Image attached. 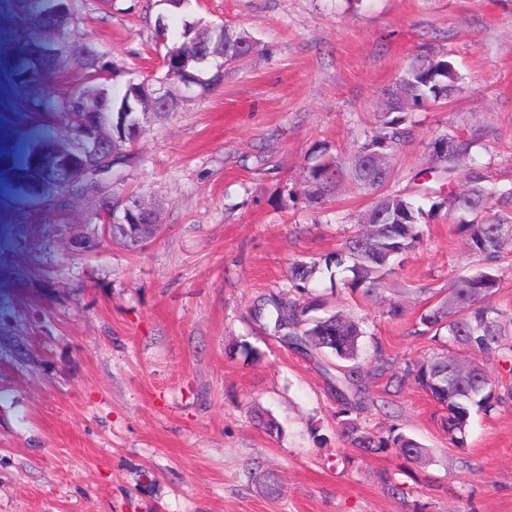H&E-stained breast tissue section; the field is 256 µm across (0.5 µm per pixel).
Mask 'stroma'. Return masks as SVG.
I'll use <instances>...</instances> for the list:
<instances>
[{
	"label": "stroma",
	"mask_w": 512,
	"mask_h": 512,
	"mask_svg": "<svg viewBox=\"0 0 512 512\" xmlns=\"http://www.w3.org/2000/svg\"><path fill=\"white\" fill-rule=\"evenodd\" d=\"M203 17L249 33L254 53L204 96L148 123L126 183L159 212L138 249L102 236L76 203L53 227L55 272L24 263L29 188L61 136L39 88L85 85L80 60L48 63L20 0H0V512H512V405L473 415L466 445L439 406L408 383L387 394L366 375L372 430L398 427L434 451L420 469L396 455L351 457L315 362L253 322L284 291L292 262L335 252L370 198L341 189L322 213L301 196L313 150L342 155L374 124L381 94L417 54L444 53L464 78L448 102L410 112L395 158L405 188L429 167L427 144L481 128L488 180L512 186V0H89L81 31L118 74L114 90L162 77L155 27ZM439 214L390 278L393 289L444 288L479 266ZM99 237L91 253L75 237ZM315 286L327 308L365 319L363 365L395 366L433 348L409 316ZM245 339L261 361L230 357ZM272 416L280 434L257 426ZM274 474L266 495L258 477ZM391 474L407 491L389 496Z\"/></svg>",
	"instance_id": "obj_1"
}]
</instances>
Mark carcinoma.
<instances>
[{"label": "carcinoma", "instance_id": "1", "mask_svg": "<svg viewBox=\"0 0 512 512\" xmlns=\"http://www.w3.org/2000/svg\"><path fill=\"white\" fill-rule=\"evenodd\" d=\"M86 0H69L70 24L60 28L45 18V0H24L30 20L46 42L62 46L56 59L71 57L82 60L87 76L101 65V48L84 37L73 23L79 20ZM205 41L212 53L208 64L218 71L229 59L244 57V51L255 47L253 38L244 31L225 25L186 23L178 39L164 45L166 53H178L186 58L187 76L202 75L201 65L195 61L197 41ZM462 88L458 73L448 72V59L443 54L414 57L395 83L396 93L410 102V107L393 112L375 113V123L365 139L354 150L348 163L337 156L320 155L307 168L303 196L313 206H322L332 192L344 181L371 197L370 205L358 218L352 230L343 236L340 248L323 258L300 260L291 265L288 274V296L271 295L254 305L251 319L270 326L277 337L289 347L311 360L328 375L330 394L337 404V438L356 456L395 453L407 461L427 466L432 452L410 435L391 427L384 432L368 429L360 420V413L371 404L363 384L361 357L367 335L365 321L341 309H325V301L310 288L320 270L346 267L352 277L342 283L351 294L384 304L383 313L392 320H401L404 310L392 297L386 296L387 279L394 273L395 262L413 252L423 241V226L429 223L432 211L445 209L449 216L459 217L454 225L469 254L485 261H495L512 251V188L497 189L486 183L485 173L476 166V150L480 137L456 132L431 139L428 152L431 166L415 173L413 182L418 187L401 191L394 187V160L411 131L406 126L412 109L429 103L444 102L450 98L448 86ZM56 115L70 125L68 147L81 150L78 126L74 116L76 105L70 93L48 86ZM122 96L112 97V111L99 117L112 123L115 137L131 135L132 115L121 111ZM377 150L388 154L389 180L376 182L373 172L362 167L361 156ZM139 160V154L124 153L112 160V165L101 167V174L93 180H102L100 192L85 198L92 213L102 207L122 204L118 186L124 185V170ZM57 159L52 157L42 167V178L52 185L45 196L42 210L25 219V223L44 231L62 221L64 205L57 200L78 196L83 181H66L55 177ZM432 172H440L447 180L443 194L425 186L419 179ZM435 195L438 201L426 211L416 205L414 196ZM27 250L39 265L48 263L51 247L44 235L28 241ZM499 289V279L490 267L475 268L458 274L448 281L445 289L418 288L423 308L414 317L411 333L428 337L437 344V352L416 362H408L399 371L377 351L375 370L388 375L387 387L399 388L411 382L426 392L446 409L441 425L448 434V443L456 448L466 444L467 428L475 412L492 415L512 404V380L491 376L484 361L498 358L509 365L512 373V316L498 308L493 298ZM233 352L247 362H258L263 353L246 340L234 344Z\"/></svg>", "mask_w": 512, "mask_h": 512}]
</instances>
